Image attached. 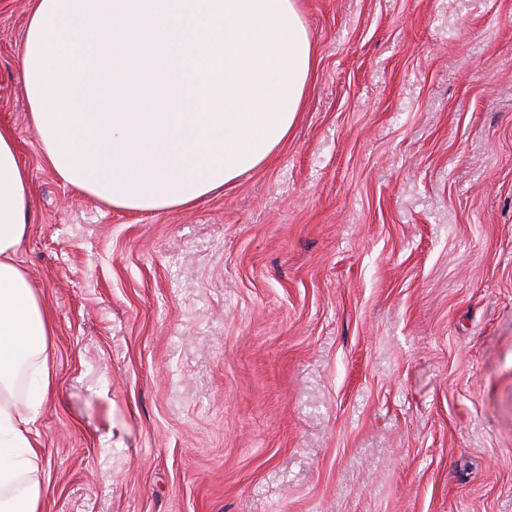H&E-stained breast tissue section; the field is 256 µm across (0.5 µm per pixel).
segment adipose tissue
I'll use <instances>...</instances> for the list:
<instances>
[{
  "instance_id": "1",
  "label": "adipose tissue",
  "mask_w": 512,
  "mask_h": 512,
  "mask_svg": "<svg viewBox=\"0 0 512 512\" xmlns=\"http://www.w3.org/2000/svg\"><path fill=\"white\" fill-rule=\"evenodd\" d=\"M21 68L46 165L119 211L187 207L263 164L304 103L299 0H37ZM31 183L0 129V512H42L33 445L52 324L16 254ZM32 400L16 391L28 370Z\"/></svg>"
}]
</instances>
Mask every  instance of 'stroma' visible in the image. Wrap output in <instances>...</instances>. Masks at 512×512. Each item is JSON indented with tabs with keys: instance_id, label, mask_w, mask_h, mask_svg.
<instances>
[{
	"instance_id": "obj_1",
	"label": "stroma",
	"mask_w": 512,
	"mask_h": 512,
	"mask_svg": "<svg viewBox=\"0 0 512 512\" xmlns=\"http://www.w3.org/2000/svg\"><path fill=\"white\" fill-rule=\"evenodd\" d=\"M0 0L44 512H512V0H300L288 139L164 213L44 163Z\"/></svg>"
}]
</instances>
